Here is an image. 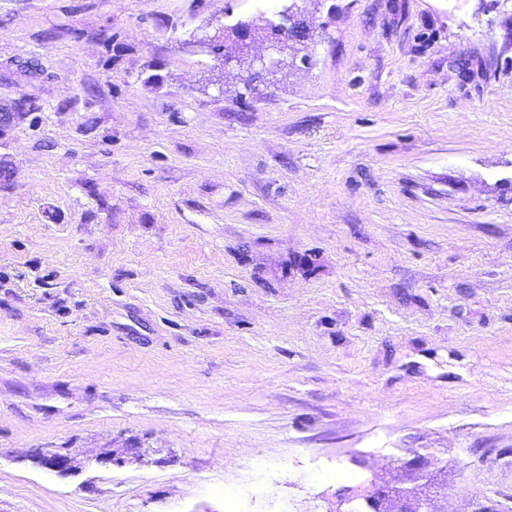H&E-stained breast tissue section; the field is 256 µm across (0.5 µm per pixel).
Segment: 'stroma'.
<instances>
[{"label": "stroma", "instance_id": "1", "mask_svg": "<svg viewBox=\"0 0 512 512\" xmlns=\"http://www.w3.org/2000/svg\"><path fill=\"white\" fill-rule=\"evenodd\" d=\"M292 1L0 0V512H512V0ZM290 7L291 6L288 7V22H290L292 19L293 22H291L289 26H273L271 23L267 24L268 26H270L272 33L282 37L278 38V43H280L281 46L288 47V50H290V48H293V45L296 43L298 38H311L313 36L312 29L307 28V26L304 25L303 20L294 19L295 17H297L299 9L295 8V11H293V9H290ZM429 458L428 453H416L414 458L406 463L413 475L412 487L403 488L390 482L377 483L375 480H370L369 489L363 493L340 494L339 508L336 512H348V506L356 501L368 504L380 501L387 506V512H436L430 508V505L437 475L428 472Z\"/></svg>", "mask_w": 512, "mask_h": 512}]
</instances>
